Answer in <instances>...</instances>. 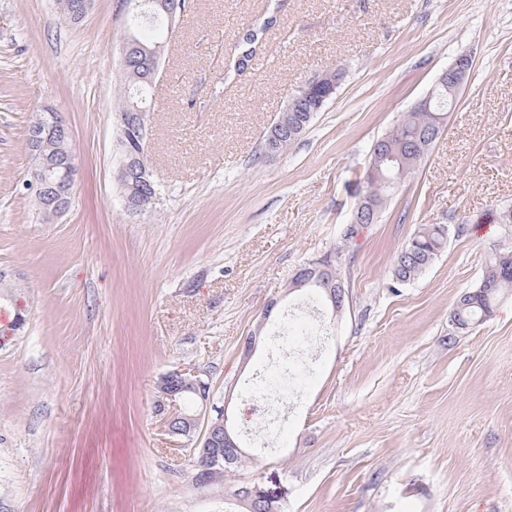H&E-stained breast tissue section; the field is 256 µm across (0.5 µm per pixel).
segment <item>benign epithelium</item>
Segmentation results:
<instances>
[{
	"mask_svg": "<svg viewBox=\"0 0 512 512\" xmlns=\"http://www.w3.org/2000/svg\"><path fill=\"white\" fill-rule=\"evenodd\" d=\"M91 4L92 0L57 2L59 10L76 19L84 18ZM117 8L127 29L136 20L146 17L163 16L171 25L176 16V6L169 0H118ZM136 53L152 71L153 78H159L164 45L150 46L132 38L125 39L119 49L118 63L122 72H128V61ZM468 62L469 57L462 55L454 64L442 70L428 95L412 106L411 110L430 108L437 90L446 85L455 88L461 86L466 79ZM344 76L345 68L338 65L316 75L314 82L326 86V94L329 95L335 91L336 84ZM132 130H139L146 135L150 130V108L135 101L127 102L124 110L117 113V141L121 149V161L115 172V182L123 208L126 213L135 216L142 214L143 209L134 195V187L127 181V176L132 173L134 164L139 160L138 153L127 143V133ZM29 148L34 159L29 179L34 200L39 209L49 210L59 217L70 204L77 177V167L73 162L72 133L59 113L47 108L36 114L31 124ZM157 390L156 409L162 415L170 436L176 439L187 436L202 424L205 426L201 434L202 448L239 447V439L229 421L227 409L211 405L210 397H204L202 407L191 414L182 408L181 398L184 392L198 390L207 393L210 390V384L200 370L178 366L160 377ZM235 498L247 512H263L268 504L277 500L269 492L257 488L239 491L235 493Z\"/></svg>",
	"mask_w": 512,
	"mask_h": 512,
	"instance_id": "1",
	"label": "benign epithelium"
}]
</instances>
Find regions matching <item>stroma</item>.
Instances as JSON below:
<instances>
[{
    "label": "stroma",
    "instance_id": "stroma-1",
    "mask_svg": "<svg viewBox=\"0 0 512 512\" xmlns=\"http://www.w3.org/2000/svg\"><path fill=\"white\" fill-rule=\"evenodd\" d=\"M116 4L93 0L72 25L55 0H0V290L26 314L0 344V512H224L243 479L286 512H512V292L449 334L460 295L512 248V224L495 220L512 207V0H279L258 66L229 80L237 33L269 0H190L151 114L160 199L136 218L114 179ZM463 53L445 132L379 222L344 242L372 141ZM338 64L347 77L309 131L266 156L290 92ZM47 108L79 170L49 223L23 186L28 124ZM421 224L448 225V243L396 282ZM336 250L338 317L288 290ZM285 332L306 368L271 433L248 386L285 357ZM180 365L206 373L249 436L244 469L204 489L154 411L158 378Z\"/></svg>",
    "mask_w": 512,
    "mask_h": 512
}]
</instances>
